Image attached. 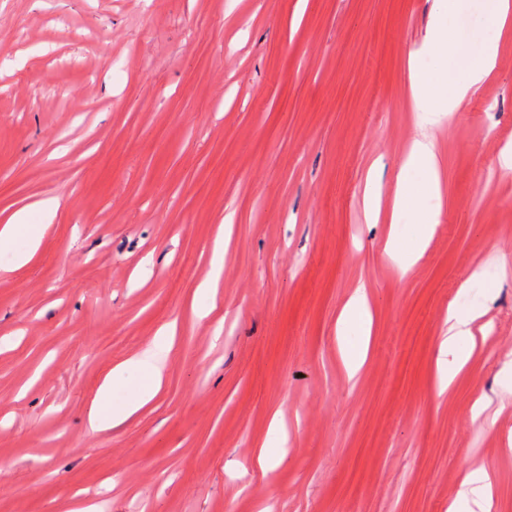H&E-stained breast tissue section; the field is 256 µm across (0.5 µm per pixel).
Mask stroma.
<instances>
[{
	"label": "stroma",
	"mask_w": 512,
	"mask_h": 512,
	"mask_svg": "<svg viewBox=\"0 0 512 512\" xmlns=\"http://www.w3.org/2000/svg\"><path fill=\"white\" fill-rule=\"evenodd\" d=\"M432 7L0 0V218L61 200L28 265L0 251V512H448L470 461L512 512V21L483 0L459 30L497 43L495 70L431 128L441 222L410 273L382 252ZM361 280L375 322L352 385L338 317ZM452 303L492 326L441 398ZM171 322L160 392L89 433L103 379ZM277 412L288 448L265 482ZM381 186L377 174L368 180L367 188L363 198L365 216L370 224L378 222L380 215Z\"/></svg>",
	"instance_id": "obj_1"
}]
</instances>
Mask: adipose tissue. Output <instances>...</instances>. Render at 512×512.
<instances>
[{"label":"adipose tissue","mask_w":512,"mask_h":512,"mask_svg":"<svg viewBox=\"0 0 512 512\" xmlns=\"http://www.w3.org/2000/svg\"><path fill=\"white\" fill-rule=\"evenodd\" d=\"M467 9L466 0H434L433 14L424 53L439 59L455 58L459 46L451 33V26L459 21ZM472 48L467 59L464 80L451 82L431 75L417 66L409 68V86L412 96L422 111L421 121L436 125L454 112L470 91L486 81L496 64L498 48L495 43L471 35ZM443 160L435 140L420 134L412 138L404 162L396 177V191L392 202L393 215L410 214L420 231L414 248H404L395 238H387L386 258L395 262L402 273L411 272L422 257L439 222L440 212L425 206L424 196H440ZM60 199L46 196L16 210L0 225V250L13 252V265L20 268L32 261L38 252L43 233L55 222ZM481 309L463 310L449 305L444 317L443 331L438 340L435 359L434 388L447 392L459 370L467 365L470 352L459 351L461 339H474L486 333ZM172 328L163 329L153 346L142 354L130 357L113 367L100 385L89 409L88 428L100 432L117 427L149 403L160 391L166 371V354L170 349ZM144 375L143 382L121 404H113L112 393L131 373ZM457 499L472 503L478 512H490L492 480L484 466L470 465L456 494Z\"/></svg>","instance_id":"1"}]
</instances>
